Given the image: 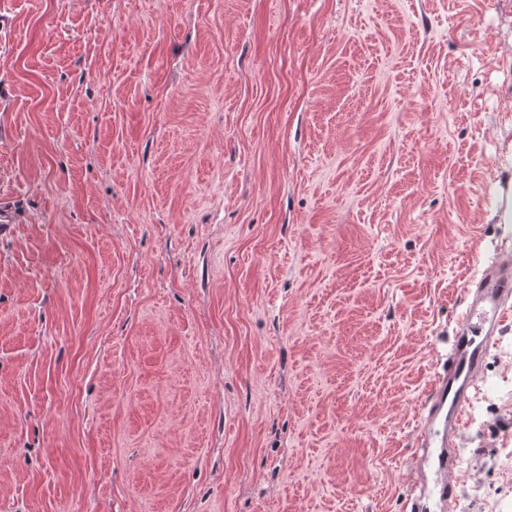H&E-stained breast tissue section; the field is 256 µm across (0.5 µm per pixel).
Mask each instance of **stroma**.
I'll list each match as a JSON object with an SVG mask.
<instances>
[{
  "instance_id": "1",
  "label": "stroma",
  "mask_w": 512,
  "mask_h": 512,
  "mask_svg": "<svg viewBox=\"0 0 512 512\" xmlns=\"http://www.w3.org/2000/svg\"><path fill=\"white\" fill-rule=\"evenodd\" d=\"M507 183L512 0H0V512H410Z\"/></svg>"
}]
</instances>
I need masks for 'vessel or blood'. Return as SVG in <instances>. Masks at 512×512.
<instances>
[{
	"mask_svg": "<svg viewBox=\"0 0 512 512\" xmlns=\"http://www.w3.org/2000/svg\"><path fill=\"white\" fill-rule=\"evenodd\" d=\"M510 304L512 265L506 264L492 270L477 285L470 309L459 320L448 369L438 379L432 403L417 429L418 446L437 454L436 479L442 501H450L454 494L446 474L458 464L453 453L455 431L468 401V389L495 339L500 314Z\"/></svg>",
	"mask_w": 512,
	"mask_h": 512,
	"instance_id": "b4317fda",
	"label": "vessel or blood"
}]
</instances>
